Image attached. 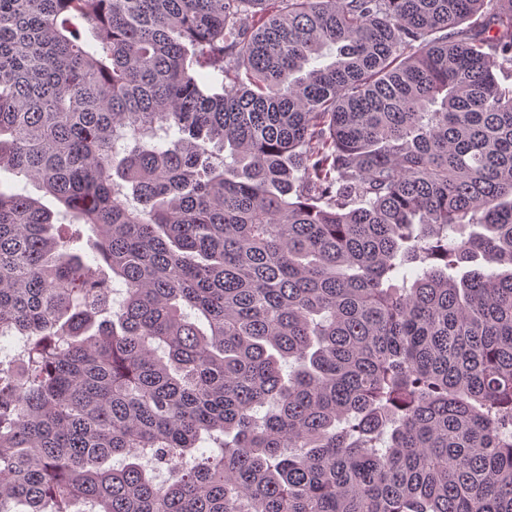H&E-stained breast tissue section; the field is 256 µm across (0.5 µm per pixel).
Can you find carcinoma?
Listing matches in <instances>:
<instances>
[{"instance_id":"obj_1","label":"carcinoma","mask_w":512,"mask_h":512,"mask_svg":"<svg viewBox=\"0 0 512 512\" xmlns=\"http://www.w3.org/2000/svg\"><path fill=\"white\" fill-rule=\"evenodd\" d=\"M1 169L0 512H512V0H0ZM0 184L1 188L7 192L12 191H21L22 187L25 186L26 191L25 194L29 195L33 198L39 199L40 202L56 213L57 211L63 210V207L58 203V201L45 193V191L34 182H27L25 179H20L16 177L11 171L1 170L0 171Z\"/></svg>"}]
</instances>
